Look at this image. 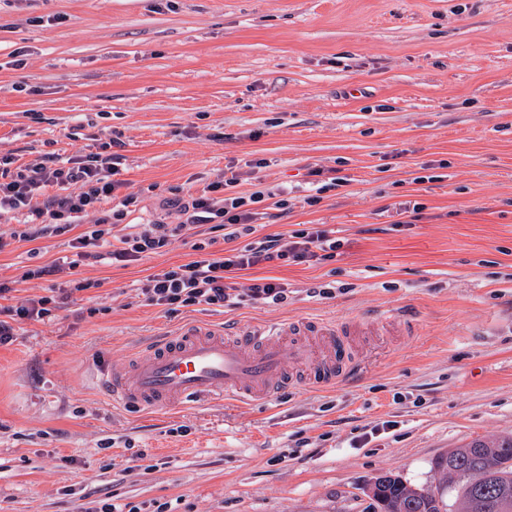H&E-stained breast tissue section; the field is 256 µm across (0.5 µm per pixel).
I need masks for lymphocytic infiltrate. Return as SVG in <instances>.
I'll return each mask as SVG.
<instances>
[{"instance_id": "obj_1", "label": "lymphocytic infiltrate", "mask_w": 512, "mask_h": 512, "mask_svg": "<svg viewBox=\"0 0 512 512\" xmlns=\"http://www.w3.org/2000/svg\"><path fill=\"white\" fill-rule=\"evenodd\" d=\"M120 138L98 145L96 151L60 161L55 154H44L35 164L13 167L12 157H0V218L27 211L30 219L9 236H0V251L15 241L32 242L46 236L70 234L73 260L25 271L28 279L59 275L79 262L98 260L97 249L106 245L113 261L130 264L151 255L166 253L175 241L197 251V259L170 267L141 280L137 292L148 304L170 312L206 305L236 309L246 303L280 305L288 301L285 284L272 278L249 283L238 281L240 272L263 263L280 265L319 264L334 260L342 242L321 224H308L286 233L256 237L255 225L263 214L259 203L287 213L288 202L271 189L249 194L240 192L242 173L219 177L197 193L167 200L165 210L175 214L176 223L156 221L131 224L127 218L137 200L128 195L115 198L120 183L116 179ZM55 194H47V187ZM113 200L111 210H102L105 200ZM213 236H205V226ZM224 241L222 252L213 249ZM91 281L69 280L52 294L25 298L0 309V345L15 336V324L24 319L54 318L72 295L90 289Z\"/></svg>"}]
</instances>
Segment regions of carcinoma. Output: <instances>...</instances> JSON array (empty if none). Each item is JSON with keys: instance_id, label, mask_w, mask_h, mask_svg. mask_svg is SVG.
I'll list each match as a JSON object with an SVG mask.
<instances>
[{"instance_id": "carcinoma-1", "label": "carcinoma", "mask_w": 512, "mask_h": 512, "mask_svg": "<svg viewBox=\"0 0 512 512\" xmlns=\"http://www.w3.org/2000/svg\"><path fill=\"white\" fill-rule=\"evenodd\" d=\"M455 493L457 512H512V436L475 439L435 462ZM372 497L378 512H448L444 494L414 487L396 474L376 478Z\"/></svg>"}]
</instances>
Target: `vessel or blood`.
<instances>
[{
	"instance_id": "obj_1",
	"label": "vessel or blood",
	"mask_w": 512,
	"mask_h": 512,
	"mask_svg": "<svg viewBox=\"0 0 512 512\" xmlns=\"http://www.w3.org/2000/svg\"><path fill=\"white\" fill-rule=\"evenodd\" d=\"M359 333V323L313 317L231 329L192 322L147 341L127 363L105 370L100 383L113 404L141 412L224 400L249 405L295 386L300 365L321 388L354 376L352 338Z\"/></svg>"
}]
</instances>
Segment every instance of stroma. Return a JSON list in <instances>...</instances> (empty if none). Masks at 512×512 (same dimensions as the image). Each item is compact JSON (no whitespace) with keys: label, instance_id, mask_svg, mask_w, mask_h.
Instances as JSON below:
<instances>
[{"label":"stroma","instance_id":"obj_1","mask_svg":"<svg viewBox=\"0 0 512 512\" xmlns=\"http://www.w3.org/2000/svg\"><path fill=\"white\" fill-rule=\"evenodd\" d=\"M115 136L133 222L234 166L253 174L241 191L288 194L264 233L325 224L343 247L254 269L287 283V304L232 311L137 297L138 280L192 259L179 242L77 266L94 288L0 346V512H374L378 475L431 488L439 456L512 436V0H0V156L69 158ZM316 165L347 183L311 206ZM69 240L13 242L0 281L50 294L59 277L22 274ZM316 284L331 297H309ZM387 312L415 334L401 321L358 337L356 376L267 405L139 418L97 384L188 321Z\"/></svg>","mask_w":512,"mask_h":512}]
</instances>
